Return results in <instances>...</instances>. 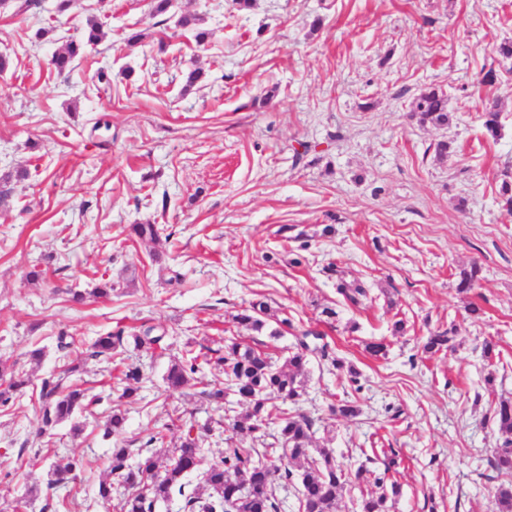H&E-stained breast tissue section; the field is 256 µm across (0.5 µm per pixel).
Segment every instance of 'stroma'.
<instances>
[{"instance_id":"obj_1","label":"stroma","mask_w":512,"mask_h":512,"mask_svg":"<svg viewBox=\"0 0 512 512\" xmlns=\"http://www.w3.org/2000/svg\"><path fill=\"white\" fill-rule=\"evenodd\" d=\"M185 15L208 31L197 43ZM108 37L65 74L50 59L80 38L87 19ZM53 30L37 31L45 23ZM197 27V28H198ZM142 34L128 44L130 34ZM512 0H76L67 14L43 0L39 14L0 5V175L24 168L0 205V361L34 380L59 370L57 336L76 344L69 360L101 404L40 435L37 401L0 406V512H120L124 498L97 496L113 448L138 451L149 434L167 459L184 423L203 431L205 461L224 449V410L199 387L169 391L173 358L220 348L234 336L285 358L297 335L320 334L360 373L361 391L319 354L308 356L298 410L318 417L316 445L337 462L382 467L400 457L402 494L389 512H495L503 477L488 461L502 436L492 420L512 398V212L500 190L512 183ZM203 77L186 87L193 69ZM494 71L496 80L481 77ZM111 77L101 90L98 72ZM448 96L449 123L420 124L410 103L423 91ZM499 105L498 137L484 105ZM447 142V155L436 145ZM312 150L302 163L300 144ZM158 225L165 261L130 234ZM335 231L322 235L324 225ZM305 232L309 248L298 251ZM336 265L367 284L372 300L346 306ZM481 268L477 288L459 291L462 271ZM42 273L27 281L31 270ZM110 283L108 297L90 291ZM84 292L83 303L71 294ZM265 297L288 317L273 338L233 321ZM482 313H466L469 303ZM335 308L326 319L324 307ZM404 321V333L393 331ZM166 331L158 351L125 343L140 365L137 399H121L107 365L85 349L98 334ZM448 331L449 351L422 340ZM498 359L487 362L484 341ZM382 342L383 357L366 343ZM45 352L41 364L29 351ZM349 401L354 420L332 414ZM126 415L120 437L103 438L110 406ZM47 461L33 463L34 451ZM82 458L77 482L48 487V466Z\"/></svg>"}]
</instances>
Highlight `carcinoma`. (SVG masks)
<instances>
[{"label":"carcinoma","instance_id":"cac0c4a2","mask_svg":"<svg viewBox=\"0 0 512 512\" xmlns=\"http://www.w3.org/2000/svg\"><path fill=\"white\" fill-rule=\"evenodd\" d=\"M102 24L87 22L83 39L72 40L54 53L51 64L62 74L68 71L73 60L84 47L96 45L103 40ZM412 111L423 124L448 123V96L435 89L424 91L412 102ZM484 128L488 135L498 137L500 114L497 104L485 106ZM28 178V171L19 168L0 179V199L8 197L11 182ZM134 234L145 243H160V235L154 224H135ZM337 276V293L350 304L357 306L368 297V290L357 281L346 279L344 271L334 269ZM237 324L251 327L275 338L283 335V328L290 326L288 318L270 314L268 302L254 299L249 306L234 315ZM154 328L142 326L133 336L137 347L158 348L164 336L153 334ZM320 335L308 332L297 337V344L288 349L285 365L261 345L245 344L234 337L223 338L224 353L216 358L209 357L213 349L197 355L186 351V355L172 360L165 375V383L171 390H180L199 382L198 374L202 365L212 362L221 366L224 372V386L205 389L202 398L216 406L224 403L226 393L236 396L237 404L246 407L243 414L232 418L233 436L226 439L227 447L216 461L212 462L203 475V489L190 483V475L197 471L203 460L204 448L200 436L193 435L194 426H189L180 445L175 448L168 463L159 467L152 454H141L131 462V453L126 448H114L110 457L106 478L98 484V497L103 501L112 499L114 486L128 490L123 499L122 512H155L156 504L176 497L182 501L184 512H281V505L273 491V481L279 477L294 485L298 491L299 512H335L336 499L347 485L369 483L375 487L361 496L358 512H388V501L401 495V484L393 476L397 465L392 458L381 471L360 464L352 471L336 464L332 452L327 448L313 447L316 420L305 414H281L273 419L269 405L277 400L296 404L303 395V382L298 379L307 363V352L313 350L330 362L337 370L343 371L355 391H360V373L344 358L329 350L324 343L310 347L308 338ZM448 331L436 332L426 338L422 350L436 354L450 347ZM124 347V330L109 331L87 348V357L94 360L112 361ZM122 369L117 376L122 385L120 398L132 399L138 395L142 382V371L137 365L120 362ZM79 371L76 365H67L57 375L41 379L38 401L42 427L40 435L53 431L59 424L73 422V432L82 431L77 416L85 409L88 389L85 382L75 378ZM32 385V378L16 365L0 363V405L7 406L13 396L23 393ZM498 431L503 442L494 449L489 460L490 467L499 475L512 478V399L499 401L494 410ZM125 413L118 407L111 408L102 425L103 436L114 437L122 434L125 427ZM275 425V443L278 447L241 448L234 444V437L249 438L259 442L267 435V428ZM83 463L73 459L65 466H52L48 471V487L77 480ZM497 512H512V483L500 485L494 495Z\"/></svg>","mask_w":512,"mask_h":512}]
</instances>
